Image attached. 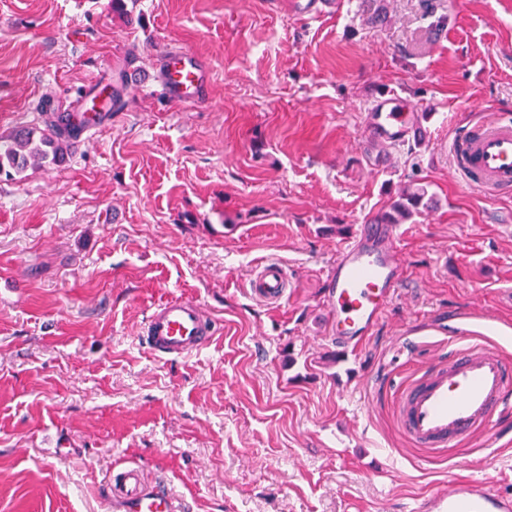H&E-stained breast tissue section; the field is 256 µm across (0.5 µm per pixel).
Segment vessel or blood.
<instances>
[{"instance_id": "obj_1", "label": "vessel or blood", "mask_w": 512, "mask_h": 512, "mask_svg": "<svg viewBox=\"0 0 512 512\" xmlns=\"http://www.w3.org/2000/svg\"><path fill=\"white\" fill-rule=\"evenodd\" d=\"M210 69L202 57L179 48L169 51L157 75L167 98L177 103L205 98ZM65 129L84 134L101 127V113L84 105L56 114ZM368 137L393 145L414 139L419 127L399 97L375 98L365 115ZM455 170L470 191L484 196L512 192V116L479 119L449 143ZM398 227L378 222L358 225L336 253L327 271L326 308L337 347L358 350L384 316L404 284L405 265L398 248ZM288 273L267 260L250 280L252 299L275 304L286 297ZM215 323L191 299H173L146 317L138 340L160 358H184L206 348ZM396 424L425 459L444 454L485 430L512 411V357L466 336L448 339V352L419 377L396 384ZM119 512H179L172 493L146 482L140 469L127 468L108 485ZM414 512H512V495L502 494L494 480H457L416 499Z\"/></svg>"}]
</instances>
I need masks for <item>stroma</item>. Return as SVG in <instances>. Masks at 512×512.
Masks as SVG:
<instances>
[{
	"instance_id": "stroma-1",
	"label": "stroma",
	"mask_w": 512,
	"mask_h": 512,
	"mask_svg": "<svg viewBox=\"0 0 512 512\" xmlns=\"http://www.w3.org/2000/svg\"><path fill=\"white\" fill-rule=\"evenodd\" d=\"M290 0H0V136L48 120L132 69L112 123L63 162L0 179V512H107L136 467L184 512H411L442 482L512 494V420L422 463L394 382L453 333L512 355V195L469 192L448 142L512 114V0H341L317 21ZM211 71L180 104L154 76L173 47ZM426 139L368 141L378 93ZM407 285L357 352L328 342L327 269L356 224L403 189ZM267 259L287 298L256 303ZM198 300L221 329L177 361L136 340L147 310Z\"/></svg>"
}]
</instances>
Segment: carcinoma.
Returning <instances> with one entry per match:
<instances>
[{
    "label": "carcinoma",
    "instance_id": "cac0c4a2",
    "mask_svg": "<svg viewBox=\"0 0 512 512\" xmlns=\"http://www.w3.org/2000/svg\"><path fill=\"white\" fill-rule=\"evenodd\" d=\"M71 137L73 132L59 127L27 126L16 130L10 139L0 140V177L11 179L28 167L60 159L67 152V141ZM423 196L421 188L401 194L391 210L384 213L383 219L398 223V219L411 215L412 210L418 208Z\"/></svg>",
    "mask_w": 512,
    "mask_h": 512
}]
</instances>
